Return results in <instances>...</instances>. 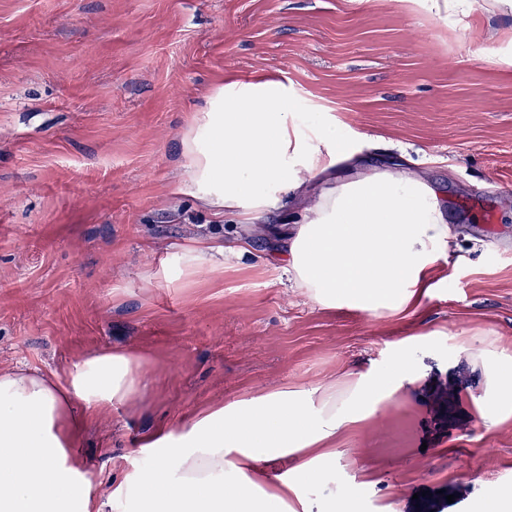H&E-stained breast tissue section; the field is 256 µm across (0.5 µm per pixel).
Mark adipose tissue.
<instances>
[{
  "label": "adipose tissue",
  "instance_id": "adipose-tissue-1",
  "mask_svg": "<svg viewBox=\"0 0 512 512\" xmlns=\"http://www.w3.org/2000/svg\"><path fill=\"white\" fill-rule=\"evenodd\" d=\"M182 147L195 195L246 223L273 196L287 198L352 150L324 117L303 131L287 85L261 80L218 85L184 131ZM452 246L443 204L426 182L406 172L357 170L321 187L304 207L283 270L321 307L377 315L419 302L434 264ZM465 352L484 376L482 418L497 425L512 416V355L474 346ZM412 376L401 350L383 371L352 375L337 393L280 389L197 412L145 440L154 464L136 475V512H291L306 505L307 481L336 460L337 435L390 402ZM140 383L138 357L121 350L75 365L63 382L0 372V512H108L111 496L80 466L72 402L121 403ZM273 462L290 469L263 486Z\"/></svg>",
  "mask_w": 512,
  "mask_h": 512
}]
</instances>
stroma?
I'll list each match as a JSON object with an SVG mask.
<instances>
[{
  "label": "stroma",
  "mask_w": 512,
  "mask_h": 512,
  "mask_svg": "<svg viewBox=\"0 0 512 512\" xmlns=\"http://www.w3.org/2000/svg\"><path fill=\"white\" fill-rule=\"evenodd\" d=\"M512 9L409 13L399 0H0V371L66 380L110 350L141 359L127 402L73 405L103 492L140 468L159 429L210 405L339 385L402 341L416 370L336 438L337 485L359 512H475L512 487V419L487 427L464 342L512 354ZM287 84L366 171L433 187L455 236L417 307L324 309L293 288L279 243L298 220L253 224L186 186L182 134L226 79ZM243 239L224 264L189 250ZM454 502H447V495Z\"/></svg>",
  "instance_id": "obj_1"
}]
</instances>
